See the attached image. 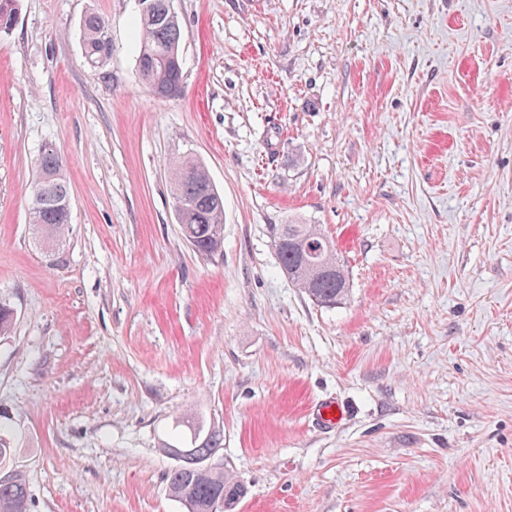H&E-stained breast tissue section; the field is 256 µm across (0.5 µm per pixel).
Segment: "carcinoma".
Segmentation results:
<instances>
[{"mask_svg":"<svg viewBox=\"0 0 512 512\" xmlns=\"http://www.w3.org/2000/svg\"><path fill=\"white\" fill-rule=\"evenodd\" d=\"M140 5L138 74L141 82L161 98H174L183 92L182 62L179 46L182 28L177 15L168 8V0H138ZM19 0H0V35L11 31ZM85 62L91 67L104 65L112 55L108 22L90 13L80 25ZM173 196L183 237L204 259L222 252L224 200L207 169L186 155L170 164ZM70 192L63 162L57 151L46 147L37 161L29 220L47 236L62 233L70 223L71 212L65 204ZM281 270L292 283L313 301L330 307L347 293V271L336 255L335 247L315 224H271ZM178 425L188 429L171 442H162L168 456L184 452L198 459L222 456L224 431L206 425L196 412L187 413ZM15 452L6 426L0 424V512H30L31 497L26 475L10 466ZM171 497L185 512H210L216 496L227 493L240 499L246 486L230 471L222 468L199 473L187 463L175 464L167 474Z\"/></svg>","mask_w":512,"mask_h":512,"instance_id":"obj_1","label":"carcinoma"}]
</instances>
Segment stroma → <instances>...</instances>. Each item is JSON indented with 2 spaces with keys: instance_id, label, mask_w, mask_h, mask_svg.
<instances>
[{
  "instance_id": "obj_1",
  "label": "stroma",
  "mask_w": 512,
  "mask_h": 512,
  "mask_svg": "<svg viewBox=\"0 0 512 512\" xmlns=\"http://www.w3.org/2000/svg\"><path fill=\"white\" fill-rule=\"evenodd\" d=\"M173 6V99L138 78V0H21L0 37V419L31 512H184L160 443L190 411L224 431L235 512H512V0ZM185 152L224 197L209 260L175 218ZM288 222L345 259L335 306L281 272ZM85 62L91 67L103 66L112 55V41L108 22L94 13L84 17L80 25ZM36 167L29 220L31 224H37L49 236L48 239H52L70 224L71 212L65 207L70 199L69 187L62 159L54 148H44Z\"/></svg>"
}]
</instances>
